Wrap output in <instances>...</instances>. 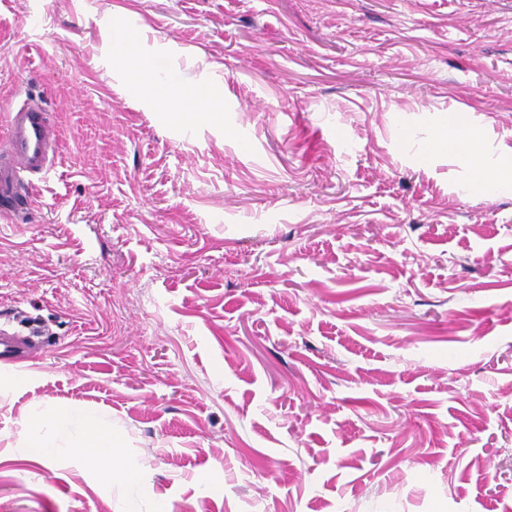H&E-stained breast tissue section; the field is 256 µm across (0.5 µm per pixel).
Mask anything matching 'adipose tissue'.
<instances>
[{"mask_svg": "<svg viewBox=\"0 0 512 512\" xmlns=\"http://www.w3.org/2000/svg\"><path fill=\"white\" fill-rule=\"evenodd\" d=\"M118 50L129 60L132 85H140L146 79L174 96H181L185 85L177 71H163L145 65L130 44H121ZM436 147L472 169L473 179L465 189L466 194L492 196L505 180H512V168H504L499 161L488 157L477 137L467 128L448 125ZM25 426L27 436L22 443L23 450L38 453L49 460L67 454L101 460L105 478H119L125 482L124 512H143L141 487L126 478L123 464L112 450V424L106 417L84 410H70L54 415H32Z\"/></svg>", "mask_w": 512, "mask_h": 512, "instance_id": "obj_1", "label": "adipose tissue"}]
</instances>
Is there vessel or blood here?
Segmentation results:
<instances>
[{
  "label": "vessel or blood",
  "mask_w": 512,
  "mask_h": 512,
  "mask_svg": "<svg viewBox=\"0 0 512 512\" xmlns=\"http://www.w3.org/2000/svg\"><path fill=\"white\" fill-rule=\"evenodd\" d=\"M56 141V126L48 112L28 107L14 113L7 132V148L0 153L1 211L27 208L28 199L20 192L23 177L47 169L49 152ZM39 348V342L33 337L1 334L0 362L25 361Z\"/></svg>",
  "instance_id": "vessel-or-blood-1"
}]
</instances>
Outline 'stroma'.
I'll use <instances>...</instances> for the list:
<instances>
[{
    "label": "stroma",
    "mask_w": 512,
    "mask_h": 512,
    "mask_svg": "<svg viewBox=\"0 0 512 512\" xmlns=\"http://www.w3.org/2000/svg\"><path fill=\"white\" fill-rule=\"evenodd\" d=\"M127 39L216 100L127 89ZM60 139L0 216V512H122L31 415L112 421L146 512H512V0H0V139ZM435 147L444 150L456 161L467 164L473 171L471 183L464 189L467 195H495L506 178L512 184V148H510V166L506 170L497 160L488 157L479 144L477 137L468 128L448 122L443 136ZM43 335L46 334L42 330L33 333L32 336H14L2 332L0 336V362L17 363L27 360L33 352L42 347L33 336Z\"/></svg>",
    "instance_id": "obj_1"
}]
</instances>
